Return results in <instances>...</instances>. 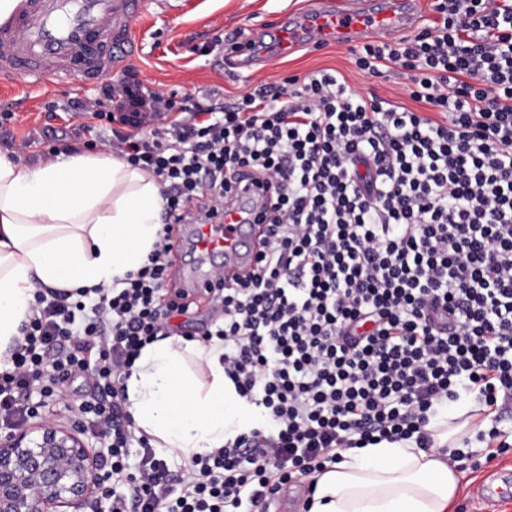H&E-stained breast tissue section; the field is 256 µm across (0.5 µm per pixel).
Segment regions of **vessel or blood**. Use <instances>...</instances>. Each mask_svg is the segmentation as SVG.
I'll list each match as a JSON object with an SVG mask.
<instances>
[{"label":"vessel or blood","mask_w":512,"mask_h":512,"mask_svg":"<svg viewBox=\"0 0 512 512\" xmlns=\"http://www.w3.org/2000/svg\"><path fill=\"white\" fill-rule=\"evenodd\" d=\"M419 0H316L314 8L286 17L267 31L273 50L293 51L306 42L356 44L386 41L412 29ZM143 0H10L0 10V82L50 88L78 74L98 82L110 76L133 48L132 30ZM261 198L248 192L227 198L214 224H187L191 249L176 270V285L200 293L213 287V272L235 274L257 252L251 216Z\"/></svg>","instance_id":"1"}]
</instances>
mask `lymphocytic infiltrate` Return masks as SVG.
Returning <instances> with one entry per match:
<instances>
[{
    "mask_svg": "<svg viewBox=\"0 0 512 512\" xmlns=\"http://www.w3.org/2000/svg\"><path fill=\"white\" fill-rule=\"evenodd\" d=\"M440 24L366 43L354 67L408 72L407 102L325 69L236 102L105 82L102 147L162 181L148 261L112 285L37 289L0 365V427L54 404L108 449L110 512H264L342 451L429 439L436 407L512 398V0H438ZM273 185L254 266L216 275L204 341L268 411L265 428L183 461L137 434L123 380L191 303L168 296L174 225L208 224L243 175ZM136 463H129L130 454Z\"/></svg>",
    "mask_w": 512,
    "mask_h": 512,
    "instance_id": "1",
    "label": "lymphocytic infiltrate"
}]
</instances>
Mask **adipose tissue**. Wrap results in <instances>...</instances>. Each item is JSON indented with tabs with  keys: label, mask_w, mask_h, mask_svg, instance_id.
Wrapping results in <instances>:
<instances>
[{
	"label": "adipose tissue",
	"mask_w": 512,
	"mask_h": 512,
	"mask_svg": "<svg viewBox=\"0 0 512 512\" xmlns=\"http://www.w3.org/2000/svg\"><path fill=\"white\" fill-rule=\"evenodd\" d=\"M157 178L104 153L49 154L27 165L0 151V360L35 307L36 288L106 286L143 266L158 239ZM224 346L181 336L146 344L125 381L128 410L153 447L189 459L258 427L264 410L224 372ZM466 397L431 416L432 439L342 451L311 477L310 512H451L462 485L448 465L475 439Z\"/></svg>",
	"instance_id": "obj_1"
}]
</instances>
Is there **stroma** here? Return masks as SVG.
<instances>
[{"label": "stroma", "instance_id": "1", "mask_svg": "<svg viewBox=\"0 0 512 512\" xmlns=\"http://www.w3.org/2000/svg\"><path fill=\"white\" fill-rule=\"evenodd\" d=\"M311 6V0H145L135 24L137 47L127 65L144 83L180 97L190 94L228 102L260 81L279 82L290 75L303 78L333 68L343 72L358 93L401 98L405 74L398 70L378 77L360 74L351 64L347 46L311 45L272 59L262 53L247 67L225 57L227 38L260 40L264 30L286 14ZM98 89V84L76 76L49 91L0 85V113L13 115L0 127V149H9L12 139L30 137L34 140L30 156L35 159L47 154L50 145L45 135L50 130L77 132L93 141L111 137L109 127L94 119L82 122L66 110L70 100L96 98ZM463 474L453 512H512V497L485 499L479 494L490 477L512 480V449L495 468L476 470L468 464Z\"/></svg>", "mask_w": 512, "mask_h": 512}]
</instances>
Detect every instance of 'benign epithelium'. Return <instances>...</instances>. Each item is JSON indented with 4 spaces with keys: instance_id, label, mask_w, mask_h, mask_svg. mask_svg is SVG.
<instances>
[{
    "instance_id": "1",
    "label": "benign epithelium",
    "mask_w": 512,
    "mask_h": 512,
    "mask_svg": "<svg viewBox=\"0 0 512 512\" xmlns=\"http://www.w3.org/2000/svg\"><path fill=\"white\" fill-rule=\"evenodd\" d=\"M106 448L73 423L39 417L0 438V512H82L101 502Z\"/></svg>"
}]
</instances>
